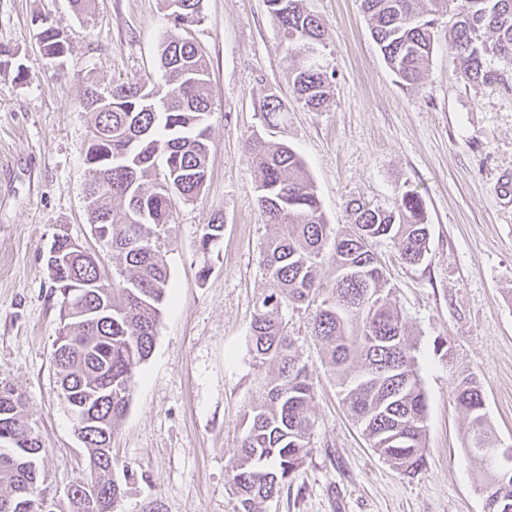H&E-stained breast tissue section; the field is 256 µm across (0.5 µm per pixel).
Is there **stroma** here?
<instances>
[{"label": "stroma", "mask_w": 512, "mask_h": 512, "mask_svg": "<svg viewBox=\"0 0 512 512\" xmlns=\"http://www.w3.org/2000/svg\"><path fill=\"white\" fill-rule=\"evenodd\" d=\"M307 5L327 27L324 63L334 74L320 111L293 90L296 60L266 0H203L191 29L209 63V174L194 199L174 201L170 288L112 440L123 488L115 512L238 508L227 469L261 394L250 324L271 288L261 251L272 229L249 161L257 136L298 153L327 223L348 224L352 199L389 208L411 190L430 227L422 264L403 263L390 242L375 247L418 357L425 467L405 473L369 446L310 336V310L287 304L281 315L313 378L317 424L311 455L265 512H485L484 470L465 451L468 424L452 396L461 376L482 390L492 442L512 446V70L491 86L468 81L448 52L443 13L421 80L407 85L383 59L359 0ZM93 8L87 17L69 0H0V44L27 75L0 82V386L25 400L51 491L84 472L87 452L52 362L60 304L43 253L64 231L112 266L85 207L91 121L79 102L92 80L160 81V46L175 32L162 0ZM41 15L71 38L63 70L39 48ZM272 94L286 107L274 127L259 112ZM218 211L224 237L203 279L198 231Z\"/></svg>", "instance_id": "obj_1"}]
</instances>
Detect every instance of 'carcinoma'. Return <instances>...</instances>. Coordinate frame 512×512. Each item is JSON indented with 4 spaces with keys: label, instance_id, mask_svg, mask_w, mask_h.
<instances>
[{
    "label": "carcinoma",
    "instance_id": "carcinoma-1",
    "mask_svg": "<svg viewBox=\"0 0 512 512\" xmlns=\"http://www.w3.org/2000/svg\"><path fill=\"white\" fill-rule=\"evenodd\" d=\"M203 0H179L183 21L202 19ZM305 0H267L279 23L287 52L297 58L293 85L313 110L333 98V74L308 55L326 48L327 33ZM373 39L390 69L415 84L434 50L435 16L454 5L448 53L458 58L466 78L477 84L497 81L492 62L512 68V0H360ZM39 47L46 57L64 51L48 18L37 20ZM14 52L0 45V82L18 81ZM163 82L116 81L112 101L98 103V83L90 82L80 102L91 114L85 190L91 195L90 224L105 225L104 245L112 254V273L69 248L68 237L53 238L63 263L48 266L55 290H82L77 308L61 298L53 350L57 380L70 406L75 432L87 449L86 470L96 471L93 488L73 480L72 496L54 500L41 487L38 460L44 445L22 396L0 388V512H111L121 495L109 471L112 435L129 404L132 380L149 357L169 288L165 259L172 202L195 197L208 177L207 119L211 112L208 62L187 37L167 39L161 54ZM250 162L257 172L258 207L274 227L262 264L271 292L259 302L251 322V354L265 370L261 399L244 417L239 451L228 469L238 512H264L312 452L316 424L314 387L307 365L294 351V339L280 316L282 305L315 307L310 334L321 344L325 365L336 378L342 402L381 456L404 471L420 468L426 454V400L415 347L402 313L390 299L391 287L372 250L388 239L402 260L418 265L428 254L429 225L418 194L406 191L390 208L354 199L352 222L327 224L315 187L301 158L287 145L257 137ZM145 223L129 224L134 212ZM224 234L218 211L201 227L198 250L211 254ZM335 279L318 278L323 260ZM454 400L469 420L468 447L488 440L483 394L470 375L459 379ZM482 491L488 512H512V477L495 480L485 466Z\"/></svg>",
    "mask_w": 512,
    "mask_h": 512
}]
</instances>
